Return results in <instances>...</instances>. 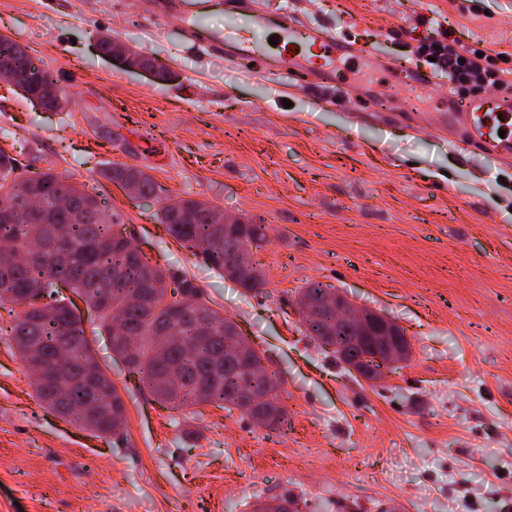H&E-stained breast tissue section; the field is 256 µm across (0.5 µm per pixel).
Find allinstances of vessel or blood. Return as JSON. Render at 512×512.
<instances>
[{"mask_svg": "<svg viewBox=\"0 0 512 512\" xmlns=\"http://www.w3.org/2000/svg\"><path fill=\"white\" fill-rule=\"evenodd\" d=\"M227 7L235 15V23L223 33H211L200 39L199 47L214 54L221 53L224 47H232L234 63L251 65L257 62L261 52L258 33L272 24L278 32L280 53L275 57L278 73L298 81L319 76L325 87H332L335 81L332 65L346 53L334 31L301 19L293 10L284 12L272 23L245 0H227ZM202 8L201 0H162L160 12L179 15L192 34L199 25ZM442 121L478 151L492 152L506 159L512 157L511 95L481 94L457 101L454 110L445 113Z\"/></svg>", "mask_w": 512, "mask_h": 512, "instance_id": "b4317fda", "label": "vessel or blood"}]
</instances>
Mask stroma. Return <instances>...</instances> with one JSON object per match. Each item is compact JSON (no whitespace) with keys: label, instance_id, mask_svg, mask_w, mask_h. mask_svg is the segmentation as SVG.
<instances>
[{"label":"stroma","instance_id":"stroma-1","mask_svg":"<svg viewBox=\"0 0 512 512\" xmlns=\"http://www.w3.org/2000/svg\"><path fill=\"white\" fill-rule=\"evenodd\" d=\"M296 2L359 50L337 64L345 94L198 51L179 20L151 18L154 0H0V33L69 99L47 111L0 83V147L87 184L151 262L194 280L276 373L291 421L160 405L88 317L127 418L97 438L40 406L0 334V512H251L289 495L302 512H512V162L433 131L448 80L421 52L438 22L512 69V0ZM98 34L172 80L98 55ZM401 66L433 80L407 86ZM114 165L149 173L155 195L127 196L101 175ZM179 198L266 225L264 292L166 232ZM312 282L395 322L407 360L377 380L344 369L296 310Z\"/></svg>","mask_w":512,"mask_h":512}]
</instances>
